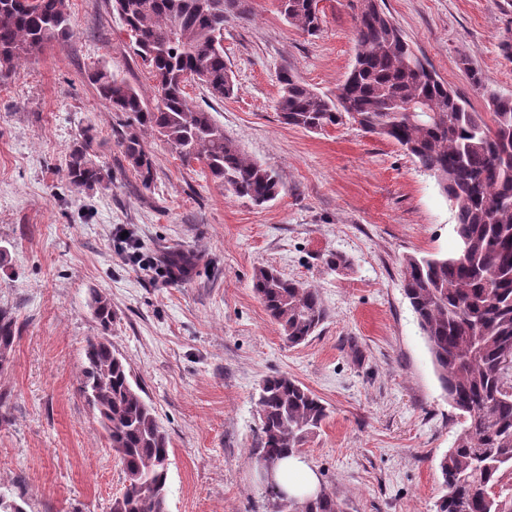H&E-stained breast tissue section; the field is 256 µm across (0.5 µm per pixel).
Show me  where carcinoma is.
I'll list each match as a JSON object with an SVG mask.
<instances>
[{
    "mask_svg": "<svg viewBox=\"0 0 512 512\" xmlns=\"http://www.w3.org/2000/svg\"><path fill=\"white\" fill-rule=\"evenodd\" d=\"M130 38L156 81L145 99L107 66L94 67L96 96L125 118L119 146L141 186L148 190L155 161L146 136L153 135L182 162L203 164L211 179L260 206L277 197L278 175L246 158L211 112L193 105L189 77L212 98L233 91L222 35L230 14L250 13V0H112ZM285 19L313 36L321 14L309 0H288ZM67 0H0V75L22 59L72 35ZM356 55L350 73L331 93H321L284 70L277 110L285 125L321 132L352 122L391 140L432 175L452 203L455 233L465 257L409 255L401 285L416 315L452 406L464 418L439 470L446 493L436 512H512V97L488 93L490 111L472 112L404 38L378 0V11L355 20ZM97 132L84 129L66 164L76 188L112 186V173L96 162ZM174 276L192 271L191 258L172 255ZM253 288L290 346L300 345L324 323L327 312L317 288L284 277L272 266L255 270ZM99 334L86 339L81 392L98 412L109 448L125 474L122 494L110 512H164L170 456L168 433L143 389L112 350L107 333L112 305L90 293ZM12 309L0 307V370L16 338ZM258 463L300 453L327 418L322 400L296 380L267 377L257 401ZM269 512H342L332 494L297 500L265 486Z\"/></svg>",
    "mask_w": 512,
    "mask_h": 512,
    "instance_id": "1",
    "label": "carcinoma"
}]
</instances>
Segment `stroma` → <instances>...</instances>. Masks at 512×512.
Masks as SVG:
<instances>
[{
  "label": "stroma",
  "mask_w": 512,
  "mask_h": 512,
  "mask_svg": "<svg viewBox=\"0 0 512 512\" xmlns=\"http://www.w3.org/2000/svg\"><path fill=\"white\" fill-rule=\"evenodd\" d=\"M408 42L474 111L492 89L512 95V0H385ZM322 29L288 24L277 0L224 24L233 94L186 91L247 157L278 173L261 207L183 164L158 139L143 189L118 146L124 119L89 75L106 63L145 98L154 82L109 0H69L73 34L0 78V306L18 337L0 371V490L26 512H110L122 465L79 389L86 337L98 323L89 290L112 304L108 338L170 437L168 512H266L257 467L258 386L285 374L329 416L303 455L344 512H435L438 464L461 428L401 285L411 254L452 255L455 212L399 145L346 123L307 132L281 123L278 74L335 90L355 55L350 0H320ZM98 132L108 190L77 189L66 160ZM128 230L147 268L127 258ZM181 279L157 275L174 252ZM340 253L337 273L325 264ZM276 266L319 289L327 319L288 346L252 288Z\"/></svg>",
  "instance_id": "35a3bbf8"
}]
</instances>
